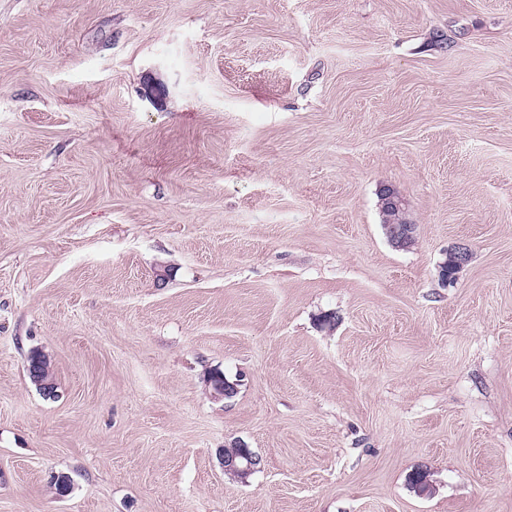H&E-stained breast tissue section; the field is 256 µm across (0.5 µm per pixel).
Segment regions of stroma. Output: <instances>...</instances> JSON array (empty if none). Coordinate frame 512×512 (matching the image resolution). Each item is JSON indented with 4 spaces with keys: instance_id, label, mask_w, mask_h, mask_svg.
Returning <instances> with one entry per match:
<instances>
[{
    "instance_id": "1",
    "label": "stroma",
    "mask_w": 512,
    "mask_h": 512,
    "mask_svg": "<svg viewBox=\"0 0 512 512\" xmlns=\"http://www.w3.org/2000/svg\"><path fill=\"white\" fill-rule=\"evenodd\" d=\"M0 512H512V0H0ZM384 215L386 219L383 228L389 243L395 248H407L414 240L416 225L409 223L395 224L402 220V213L395 208L384 210ZM448 254L452 259V267L448 268L447 261L442 263L441 276L446 283H453L460 270L468 263L470 250L465 244H456L448 249ZM27 373H28V377L29 379L32 381V378L29 374V367H34L35 369H38L41 371V378L44 382H48L50 383V389L52 390L53 392V395L56 396V392H57V384L55 382V379H54V376H53V372H52V369H51V364H50V361L49 359L46 357L45 354H43L42 352L38 351V350H34L30 353V355L28 356V359H27ZM224 472L243 478L258 468L260 459L250 450L244 447L224 448L219 454Z\"/></svg>"
}]
</instances>
